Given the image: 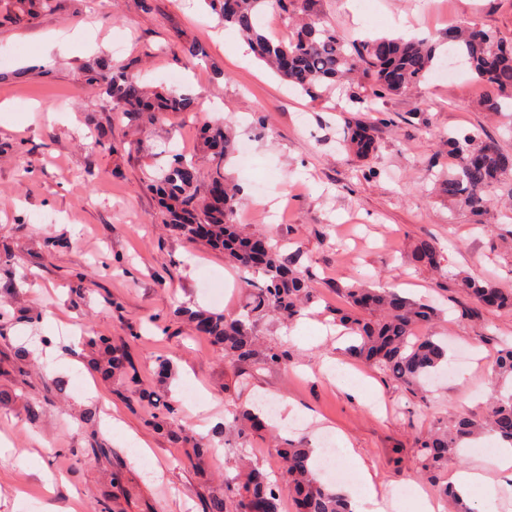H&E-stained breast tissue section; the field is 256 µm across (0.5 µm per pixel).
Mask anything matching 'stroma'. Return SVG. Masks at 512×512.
I'll return each mask as SVG.
<instances>
[{"label": "stroma", "mask_w": 512, "mask_h": 512, "mask_svg": "<svg viewBox=\"0 0 512 512\" xmlns=\"http://www.w3.org/2000/svg\"><path fill=\"white\" fill-rule=\"evenodd\" d=\"M140 2L54 0L21 20L12 0H0V51L11 52L0 64V104L20 107L16 122L0 123V512H204L239 458L276 481L273 439L313 448L338 432L382 493L413 482L436 494L448 472H421L416 438L454 414L483 413L500 344L512 343V311L474 304L454 278L465 271L512 289V211L494 205L479 219L433 191L436 172L454 164L441 150L448 133L479 128L512 153V132L481 105L486 88L470 71L451 80L435 68L411 91L370 103H351L345 84L314 100L240 55L238 33L205 0H151L147 11ZM317 11L350 42H440L457 23L512 41V0H319ZM51 33L63 46L47 48ZM191 43L205 58L186 60L182 48ZM44 50V68L25 65ZM131 60L148 91L191 94L198 111L167 114L143 130L119 118L86 74ZM217 101L236 140L252 147L251 161L236 157L225 168L247 191L241 221L299 251L319 295L294 323L258 322L263 344L288 347L287 361L274 367L225 361L178 316L182 307L241 314L248 275L223 251L168 232L157 198L143 188L175 151L210 173L199 128L214 119ZM350 120L373 122L371 160L344 148ZM118 139L136 150L109 151ZM259 182L265 195L255 191ZM422 238L438 243L442 272L407 264ZM366 278L441 311L427 332L447 342L456 368L423 397L352 360L348 339L336 334L337 285ZM50 318L53 340L71 348L65 369L45 356ZM84 335L109 337L128 353L139 385L97 371ZM160 357L170 361L164 376ZM327 358L370 378L377 404L332 383L322 370ZM264 399L293 401L301 414L288 424L271 419L274 438L225 442V412ZM165 400L182 407L169 436L145 423ZM112 419L126 428L122 439L113 437ZM195 442L208 446L206 456L194 455ZM142 443L152 457L138 456Z\"/></svg>", "instance_id": "1"}]
</instances>
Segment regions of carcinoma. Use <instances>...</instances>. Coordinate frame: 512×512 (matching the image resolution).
<instances>
[{
    "mask_svg": "<svg viewBox=\"0 0 512 512\" xmlns=\"http://www.w3.org/2000/svg\"><path fill=\"white\" fill-rule=\"evenodd\" d=\"M51 0H15L16 8L34 17L49 7ZM226 27L235 29L248 43L257 59L282 79L316 99L337 84L357 82L366 97L375 100L398 95L415 87L435 66L438 46L425 40L381 38L350 43L336 30L317 18L318 0H206ZM284 16L292 15L296 24L286 39L258 29L256 17L267 8ZM448 44L466 58L473 80L489 93L482 107L487 112L512 110V43H507L477 25L448 29ZM90 82L100 86L112 104V111L143 123H152L169 112H192L194 98L187 94L150 95L141 86L136 64L92 71ZM202 139L211 154L209 182L224 185V193L214 195L200 179L195 164L180 154L145 184L160 199L162 222L170 231L190 240L201 238L224 250L225 256L243 270H256L260 280L247 282L248 299L244 313L227 318L205 311L183 310L181 314L195 324L225 360L238 364L254 361L276 365L288 360V347L281 344L258 349L256 322L274 316L286 322L300 319L318 300L309 274L300 265L299 253L281 244L248 235L237 223L242 204L240 189L224 173V165L234 154V135L227 123L207 124ZM345 148L362 159L376 152L374 128L362 121L346 126ZM448 154L455 157L454 168L435 183V192L473 215L480 217L495 201L497 188L512 182V154L483 137L479 130L462 136L448 135ZM412 257L438 267L442 254L437 242L423 238L414 246ZM460 287L478 304L512 310V292L498 288L489 280L460 272ZM345 308L336 310V324L352 334L347 353L370 367L391 375L412 392L438 370L445 350L433 337L418 338L415 331L432 325L439 317L436 307L368 282L337 285ZM83 342L103 352H112L106 372L129 374V361L112 350L106 336H85ZM499 378H512V344H504L494 366ZM179 408L170 403L156 408L147 419L159 433H168L178 422ZM266 427L261 413L242 410L234 414L228 430L239 439L261 434ZM485 433L512 444V390H497L483 416L461 413L449 423L436 427L416 439L420 468L434 475L448 464V458L467 441ZM280 459L281 483L268 476L250 460L237 463L235 477L224 482V494L206 504V512H282L283 498L289 512H352L347 500L320 484L309 467L312 449L284 443L273 449Z\"/></svg>",
    "mask_w": 512,
    "mask_h": 512,
    "instance_id": "cac0c4a2",
    "label": "carcinoma"
}]
</instances>
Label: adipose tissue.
<instances>
[{
	"label": "adipose tissue",
	"instance_id": "adipose-tissue-1",
	"mask_svg": "<svg viewBox=\"0 0 512 512\" xmlns=\"http://www.w3.org/2000/svg\"><path fill=\"white\" fill-rule=\"evenodd\" d=\"M344 455L350 468L357 473L355 481L339 488L352 512H394L406 495L414 502L417 512H435L428 494L413 483L409 484L407 492L397 491L389 498L380 496L362 457L350 447L345 448ZM492 464L494 471L490 474L480 467L452 468L449 479L456 495L466 500L475 488L480 487L484 490L486 504H493L498 487L512 484V445L501 444Z\"/></svg>",
	"mask_w": 512,
	"mask_h": 512
}]
</instances>
